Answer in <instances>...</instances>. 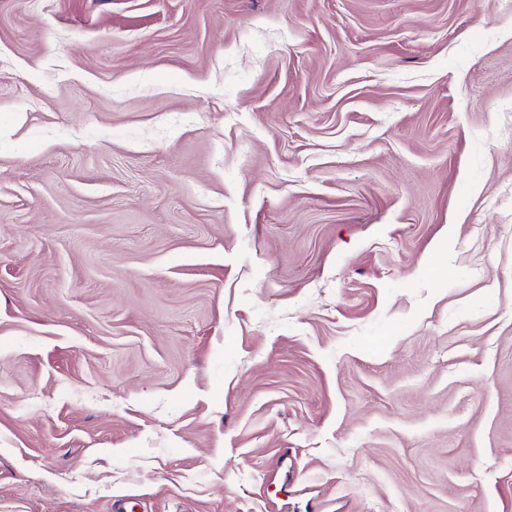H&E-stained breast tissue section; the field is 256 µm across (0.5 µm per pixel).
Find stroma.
Returning a JSON list of instances; mask_svg holds the SVG:
<instances>
[{
	"label": "stroma",
	"instance_id": "1",
	"mask_svg": "<svg viewBox=\"0 0 512 512\" xmlns=\"http://www.w3.org/2000/svg\"><path fill=\"white\" fill-rule=\"evenodd\" d=\"M512 512V10L0 0V512Z\"/></svg>",
	"mask_w": 512,
	"mask_h": 512
}]
</instances>
